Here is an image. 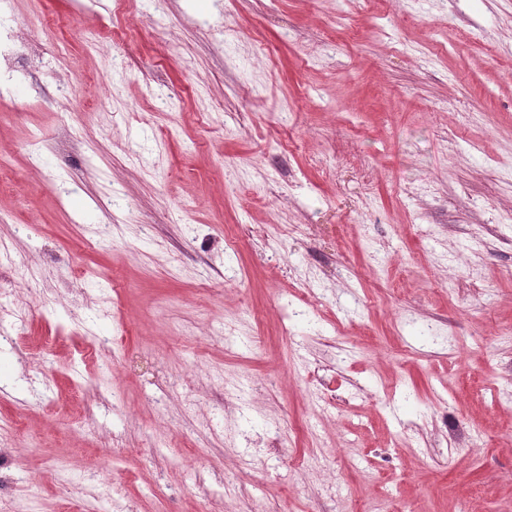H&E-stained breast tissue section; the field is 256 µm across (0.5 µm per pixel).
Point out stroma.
I'll return each mask as SVG.
<instances>
[{
  "mask_svg": "<svg viewBox=\"0 0 512 512\" xmlns=\"http://www.w3.org/2000/svg\"><path fill=\"white\" fill-rule=\"evenodd\" d=\"M81 3L0 0V512H512V0ZM28 27L25 19L15 16L0 21V83H8L18 75L27 74V67L17 49V33Z\"/></svg>",
  "mask_w": 512,
  "mask_h": 512,
  "instance_id": "1",
  "label": "stroma"
}]
</instances>
